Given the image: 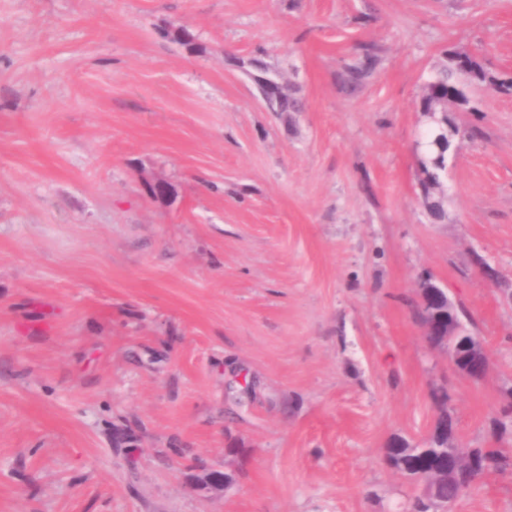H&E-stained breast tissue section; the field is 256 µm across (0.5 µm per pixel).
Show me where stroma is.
I'll return each instance as SVG.
<instances>
[{
	"label": "stroma",
	"instance_id": "obj_1",
	"mask_svg": "<svg viewBox=\"0 0 512 512\" xmlns=\"http://www.w3.org/2000/svg\"><path fill=\"white\" fill-rule=\"evenodd\" d=\"M452 47L512 77V0H0V512H407L382 452L429 435L434 384L494 446L512 94L453 113L433 222L417 102ZM428 275L483 381L414 321ZM454 512H512V472ZM377 65V57L367 50L358 63L346 69L342 78L344 86L349 89H356L375 70Z\"/></svg>",
	"mask_w": 512,
	"mask_h": 512
}]
</instances>
